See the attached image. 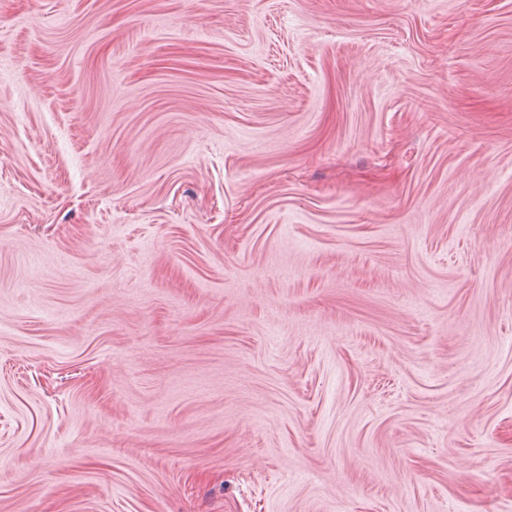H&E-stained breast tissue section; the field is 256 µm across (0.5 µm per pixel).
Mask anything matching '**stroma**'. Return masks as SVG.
Returning <instances> with one entry per match:
<instances>
[{"label": "stroma", "instance_id": "1", "mask_svg": "<svg viewBox=\"0 0 512 512\" xmlns=\"http://www.w3.org/2000/svg\"><path fill=\"white\" fill-rule=\"evenodd\" d=\"M0 512H512V0H0Z\"/></svg>", "mask_w": 512, "mask_h": 512}]
</instances>
